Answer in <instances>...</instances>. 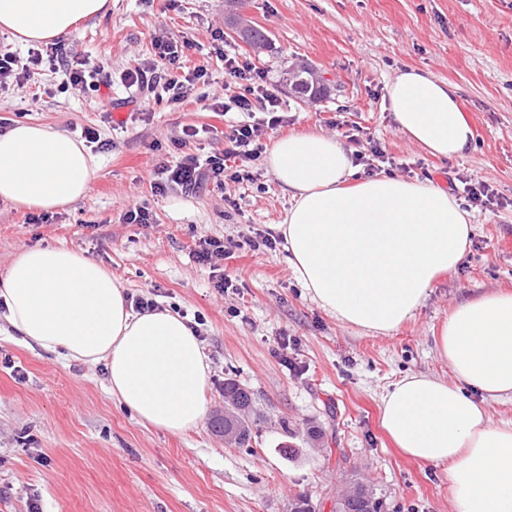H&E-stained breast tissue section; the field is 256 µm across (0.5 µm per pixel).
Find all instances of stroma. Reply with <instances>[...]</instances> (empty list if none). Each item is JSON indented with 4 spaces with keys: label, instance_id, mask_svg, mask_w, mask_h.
Segmentation results:
<instances>
[{
    "label": "stroma",
    "instance_id": "1",
    "mask_svg": "<svg viewBox=\"0 0 512 512\" xmlns=\"http://www.w3.org/2000/svg\"><path fill=\"white\" fill-rule=\"evenodd\" d=\"M245 15L269 44L254 51L224 23V0H109L107 11L62 42L67 59L92 57L110 75L101 91L64 89L58 59L47 57L23 87L0 91V121L36 122L81 136L96 174L87 198L54 220L29 223V211L0 201V274L22 247L82 251L101 262L126 293L202 318L211 368L209 413L224 408L231 378L253 397L252 439L225 443L210 421L181 434L139 424L112 399L103 364L64 362L28 347L0 320V512H291L299 496L333 512L345 479L360 475L387 512H453L445 468L402 456L380 425V396L409 373L451 379L435 338L455 305L492 290L512 291V0H248ZM224 47L268 75L286 119L270 134L335 137L353 153L379 148L358 177L430 180L470 212V247L440 276L424 305L399 331L378 335L342 324L295 279L283 249L262 245L288 196L264 162L250 181L206 185L196 193L153 192L157 159L228 148L221 113L198 96L141 111L142 97L121 82L134 64L151 65L152 40L192 42L185 68L203 62L213 32ZM306 62L330 79L324 99H297L285 69ZM416 67L455 85L475 140L464 154L436 158L397 128L386 86ZM132 114L126 128L104 123L96 101ZM194 127L198 134L186 138ZM485 182L492 202L469 201L465 182ZM133 203L149 224H126ZM224 242L231 288L217 292L209 266L195 261L199 239ZM319 438H312V431Z\"/></svg>",
    "mask_w": 512,
    "mask_h": 512
}]
</instances>
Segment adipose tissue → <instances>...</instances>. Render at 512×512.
<instances>
[{"instance_id": "adipose-tissue-1", "label": "adipose tissue", "mask_w": 512, "mask_h": 512, "mask_svg": "<svg viewBox=\"0 0 512 512\" xmlns=\"http://www.w3.org/2000/svg\"><path fill=\"white\" fill-rule=\"evenodd\" d=\"M107 0H0V33L23 43L69 37ZM399 130L431 155L464 153L473 134L456 88L409 68L387 85ZM266 164L290 197L274 230L311 299L342 323L380 335L411 320L438 276L470 242L469 213L427 180L375 176L349 184L352 153L336 138L292 133ZM95 170L82 141L39 124L0 133V201L51 212L88 196ZM0 316L22 340L84 364L104 363L113 398L168 433L207 413L210 367L202 344L168 310L136 312L106 268L66 248L25 247L0 275ZM451 380L411 374L380 399L381 426L398 450L448 468L454 512H512V421L490 403L512 400V293L458 304L437 338Z\"/></svg>"}]
</instances>
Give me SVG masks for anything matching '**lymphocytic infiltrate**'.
Wrapping results in <instances>:
<instances>
[{
	"mask_svg": "<svg viewBox=\"0 0 512 512\" xmlns=\"http://www.w3.org/2000/svg\"><path fill=\"white\" fill-rule=\"evenodd\" d=\"M153 48L155 60L151 66L137 64L128 67L122 77L123 83L142 93L144 100L178 103L187 99L198 83L207 80L208 69L203 65L195 66L183 79L172 77L174 66L179 64L185 52L184 45L174 37H156ZM212 50L217 58L223 60L226 74L240 85L238 94L221 102L222 112L250 114L258 108L264 117L229 125L224 133L229 147L224 153L203 158L189 154L172 163L162 161L156 164L151 182L156 194H165L172 187L181 188L189 194L207 183L220 186L228 179L251 180L250 167L265 152L268 131L281 126L284 121L280 114L281 101L271 90L265 72L238 56L226 53L221 34H214Z\"/></svg>",
	"mask_w": 512,
	"mask_h": 512,
	"instance_id": "lymphocytic-infiltrate-1",
	"label": "lymphocytic infiltrate"
}]
</instances>
